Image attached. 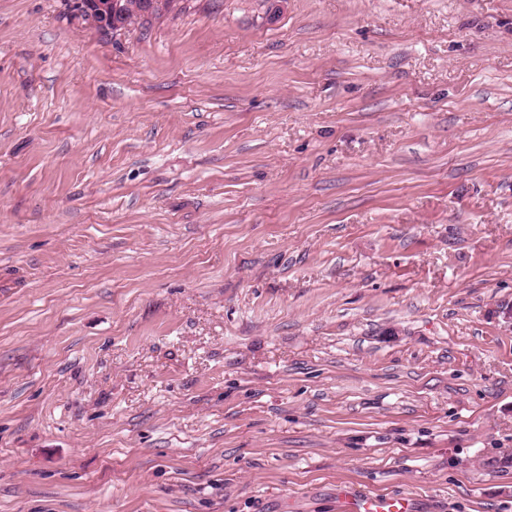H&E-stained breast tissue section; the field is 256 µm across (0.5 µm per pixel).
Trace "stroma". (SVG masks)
Masks as SVG:
<instances>
[{"label":"stroma","mask_w":512,"mask_h":512,"mask_svg":"<svg viewBox=\"0 0 512 512\" xmlns=\"http://www.w3.org/2000/svg\"><path fill=\"white\" fill-rule=\"evenodd\" d=\"M0 0V512H512V0ZM118 3L117 0H69L70 15L93 29L114 35L127 27L118 22L125 20L120 13L116 15ZM412 500L406 497H387L363 491L343 492L341 512H410Z\"/></svg>","instance_id":"stroma-1"}]
</instances>
